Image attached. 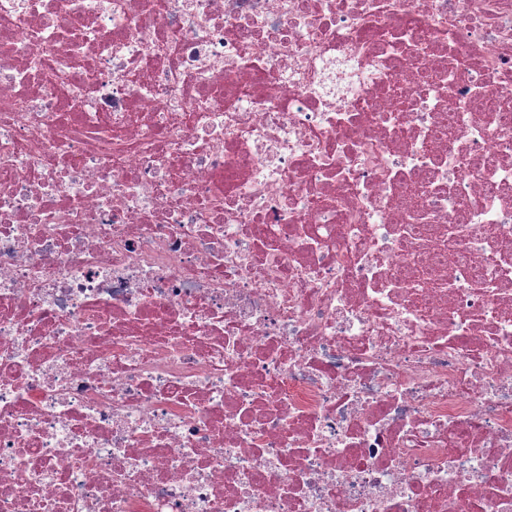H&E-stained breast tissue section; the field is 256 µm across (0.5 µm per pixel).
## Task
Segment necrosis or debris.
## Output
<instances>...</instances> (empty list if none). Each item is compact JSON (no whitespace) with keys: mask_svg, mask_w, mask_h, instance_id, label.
Wrapping results in <instances>:
<instances>
[{"mask_svg":"<svg viewBox=\"0 0 512 512\" xmlns=\"http://www.w3.org/2000/svg\"><path fill=\"white\" fill-rule=\"evenodd\" d=\"M0 512H512V0H0Z\"/></svg>","mask_w":512,"mask_h":512,"instance_id":"obj_1","label":"necrosis or debris"}]
</instances>
